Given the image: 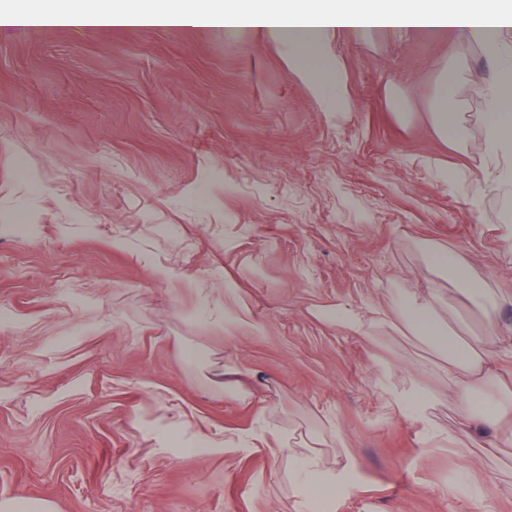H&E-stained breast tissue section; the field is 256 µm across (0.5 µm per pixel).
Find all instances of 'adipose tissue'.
Masks as SVG:
<instances>
[{
    "mask_svg": "<svg viewBox=\"0 0 512 512\" xmlns=\"http://www.w3.org/2000/svg\"><path fill=\"white\" fill-rule=\"evenodd\" d=\"M0 28H204L233 36L260 34L289 43V64L313 86L331 85L338 105H347L346 80L328 44L341 33L367 36L379 31L445 32L477 43L489 64L477 77L487 108L482 127L478 182L482 191L512 193V0H39L26 7L0 9ZM436 133L458 144L462 130L455 112L457 71L440 61ZM442 301L430 291L404 315L415 332L446 343L437 364L448 382V397L457 402L470 427L471 447L492 454L512 445V336H448L435 310ZM313 436L306 447L292 448L296 467L288 475L290 512H307L309 486L335 487L349 466L345 454L326 465Z\"/></svg>",
    "mask_w": 512,
    "mask_h": 512,
    "instance_id": "1",
    "label": "adipose tissue"
}]
</instances>
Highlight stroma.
Here are the masks:
<instances>
[{
    "label": "stroma",
    "mask_w": 512,
    "mask_h": 512,
    "mask_svg": "<svg viewBox=\"0 0 512 512\" xmlns=\"http://www.w3.org/2000/svg\"><path fill=\"white\" fill-rule=\"evenodd\" d=\"M330 51L346 112L264 36L0 30V499L290 512L287 450L241 438L267 424L327 433L329 463L344 445L362 492L336 488L328 512H512V455L466 467L447 383L412 372L445 348L400 322L434 285L454 291L437 315L459 335L512 327V198L472 171L481 52L440 32ZM447 57L464 158L432 125ZM435 248L500 297L495 323ZM242 305L252 327L226 338ZM201 353L264 381L254 407L204 380ZM416 381L436 395L421 420L388 404ZM432 261L435 267L440 270L459 275L467 266V259L458 253H450L445 249H434Z\"/></svg>",
    "instance_id": "obj_1"
}]
</instances>
